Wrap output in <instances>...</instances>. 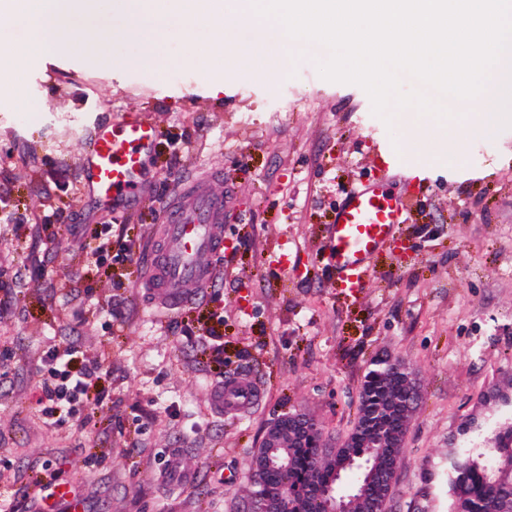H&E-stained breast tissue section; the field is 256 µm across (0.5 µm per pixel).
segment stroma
Listing matches in <instances>:
<instances>
[{"mask_svg": "<svg viewBox=\"0 0 512 512\" xmlns=\"http://www.w3.org/2000/svg\"><path fill=\"white\" fill-rule=\"evenodd\" d=\"M210 38L173 34L160 73L121 44L108 62L28 61L20 91L0 89V216L18 220L0 223V458L14 488L36 497L30 478L51 459L90 512H249L270 423L300 410L342 441L373 362L400 359L421 398L391 512H450L448 449L512 383V128L461 142L410 109L389 127L361 87L319 77L320 44L286 43L272 72L246 25L206 67L192 49ZM132 116L158 136L143 187L115 210L86 193L80 161L99 125ZM211 171L209 191L232 194L218 275L202 303L157 312L143 285L151 230L177 183ZM380 179L408 219L349 291L328 228L351 189ZM93 224L125 226L112 240L132 245L124 262L91 258ZM71 342L109 351L112 397L86 407V427H47L36 372L48 346ZM243 374L260 405L220 414L212 388ZM88 448L107 451L92 477Z\"/></svg>", "mask_w": 512, "mask_h": 512, "instance_id": "obj_1", "label": "stroma"}]
</instances>
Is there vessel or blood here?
<instances>
[{"label": "vessel or blood", "instance_id": "1", "mask_svg": "<svg viewBox=\"0 0 512 512\" xmlns=\"http://www.w3.org/2000/svg\"><path fill=\"white\" fill-rule=\"evenodd\" d=\"M156 139L154 125L141 118L96 129L81 162L86 191L103 205L133 192ZM164 209L158 226L161 243L147 270L159 296L179 309L199 302L202 289L212 282L210 259L224 245V198L196 183L166 201ZM407 215L405 202L392 196L384 182H373L350 195L329 226L331 265L340 287H360L371 259L393 240L396 225L405 223ZM261 398L259 385L250 378L214 392L215 403L223 411H247Z\"/></svg>", "mask_w": 512, "mask_h": 512}]
</instances>
